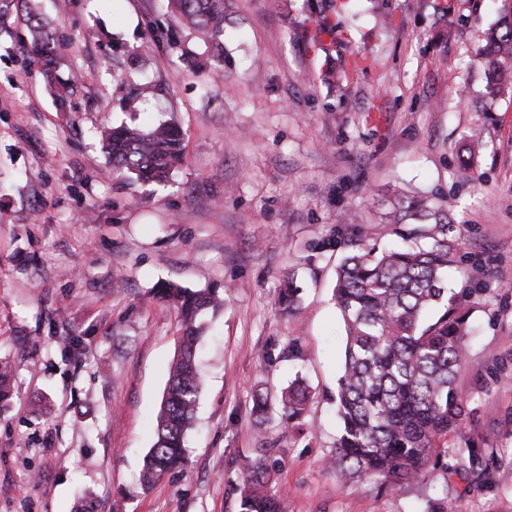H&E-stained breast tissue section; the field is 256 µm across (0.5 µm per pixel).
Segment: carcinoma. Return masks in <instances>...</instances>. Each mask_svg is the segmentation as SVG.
Masks as SVG:
<instances>
[{"mask_svg": "<svg viewBox=\"0 0 512 512\" xmlns=\"http://www.w3.org/2000/svg\"><path fill=\"white\" fill-rule=\"evenodd\" d=\"M228 0H168L178 26L211 42L224 35ZM501 17L485 34L475 56L484 67V98L512 92V0H499ZM32 58L46 76L57 64L58 44L49 24L27 18ZM103 148L112 168L142 183H162L181 165L184 133L174 118L146 130L119 124L104 130ZM393 224L405 241L398 249L377 250L357 240L347 245L336 269L333 297L341 312L346 343L344 368L331 400L340 430L327 465L346 481H378L399 487L419 483L430 459L469 412L468 394L457 382L466 362V313L448 294L445 274L461 261L448 206L414 193L396 198ZM301 288L288 277L278 304L297 308ZM161 298L179 316L178 347L156 418L155 440L143 459L141 484L150 489L186 462L185 440L192 424L202 375L197 364L201 321L217 312L216 292L168 283ZM12 366L0 360V404L9 399ZM307 388L294 381L281 392V419L287 426L302 417ZM265 452L248 467L239 512H283L270 490ZM461 465L481 476L493 454L462 448Z\"/></svg>", "mask_w": 512, "mask_h": 512, "instance_id": "1", "label": "carcinoma"}]
</instances>
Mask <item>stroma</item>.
<instances>
[{"instance_id":"1","label":"stroma","mask_w":512,"mask_h":512,"mask_svg":"<svg viewBox=\"0 0 512 512\" xmlns=\"http://www.w3.org/2000/svg\"><path fill=\"white\" fill-rule=\"evenodd\" d=\"M34 2L79 83L60 110L16 11L0 17V357L15 368L0 512H74L83 495L90 512H239L262 448L284 512H512V94L486 106L474 56L493 0H357L331 38L332 0H233L217 57L192 30L167 40L165 0ZM354 53L372 66L337 93ZM143 78L156 96H136ZM169 117L185 138L170 180L113 171L103 128ZM475 127L483 145L457 170ZM414 192L452 204L470 413L420 484L344 483L326 466L345 348L335 268L352 238L394 243L390 201ZM292 272L296 316L277 307ZM167 282L224 305L199 347L186 466L145 491L179 329ZM297 377L310 398L287 430ZM467 444L493 450L489 475L461 467Z\"/></svg>"}]
</instances>
